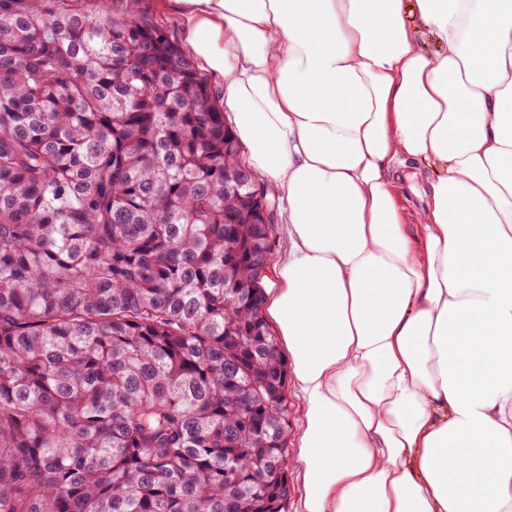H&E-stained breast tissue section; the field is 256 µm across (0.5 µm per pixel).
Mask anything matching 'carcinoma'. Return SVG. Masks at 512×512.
Masks as SVG:
<instances>
[{
    "label": "carcinoma",
    "instance_id": "cac0c4a2",
    "mask_svg": "<svg viewBox=\"0 0 512 512\" xmlns=\"http://www.w3.org/2000/svg\"><path fill=\"white\" fill-rule=\"evenodd\" d=\"M139 0H0V512H288L272 239Z\"/></svg>",
    "mask_w": 512,
    "mask_h": 512
}]
</instances>
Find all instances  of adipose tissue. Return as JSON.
Instances as JSON below:
<instances>
[{"label": "adipose tissue", "mask_w": 512, "mask_h": 512, "mask_svg": "<svg viewBox=\"0 0 512 512\" xmlns=\"http://www.w3.org/2000/svg\"><path fill=\"white\" fill-rule=\"evenodd\" d=\"M171 5L288 206L301 512H512V0Z\"/></svg>", "instance_id": "obj_1"}]
</instances>
